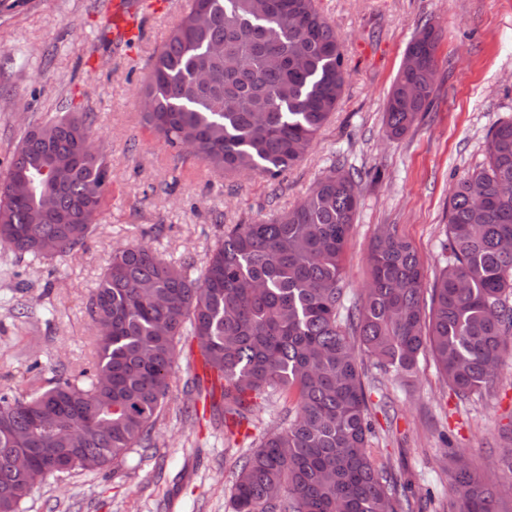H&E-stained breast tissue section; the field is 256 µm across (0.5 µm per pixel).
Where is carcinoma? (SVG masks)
<instances>
[{
    "label": "carcinoma",
    "instance_id": "carcinoma-1",
    "mask_svg": "<svg viewBox=\"0 0 512 512\" xmlns=\"http://www.w3.org/2000/svg\"><path fill=\"white\" fill-rule=\"evenodd\" d=\"M438 33L424 26L388 94L387 137L432 102ZM346 85L341 40L317 0H193L155 55L145 113L165 144L217 172L276 181L336 111ZM0 187V242L52 259L91 232L110 173L85 120L28 130ZM512 117L487 137L485 165L455 185L446 262L423 288L421 261L388 224L368 255L370 281L349 303L343 255L358 182L333 163L292 209L223 232L201 263L148 245L112 252L87 301L93 359L27 393L0 390V512H21L32 474L97 472L153 448L182 338L222 380L224 416L251 420V397L295 399L288 425L239 460L235 512H414L407 484L379 467L362 380L366 355L398 376L428 354L466 401L512 359ZM451 512H493L494 492L448 449Z\"/></svg>",
    "mask_w": 512,
    "mask_h": 512
}]
</instances>
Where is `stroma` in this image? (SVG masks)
Wrapping results in <instances>:
<instances>
[{"label":"stroma","instance_id":"1","mask_svg":"<svg viewBox=\"0 0 512 512\" xmlns=\"http://www.w3.org/2000/svg\"><path fill=\"white\" fill-rule=\"evenodd\" d=\"M109 0H7L0 6V179L24 133L66 113L86 119L110 165L106 202L85 244L50 261L19 260L0 245V388L31 390L83 364L93 329L85 306L114 249L147 244L167 259L204 258L224 227L293 207L337 159L360 173L359 206L343 258V284L359 297L381 225L416 249L425 286L444 265L448 196L486 159L491 128L512 116V0H319L341 37L347 83L340 105L302 160L278 182L227 175L185 159L146 126L140 106L155 53L183 0L151 14L139 43L101 41ZM439 35L433 105L400 138L383 133L388 94L413 37ZM377 464L396 470L422 512L453 499L448 448L494 474L498 512H512V472L499 463L512 441V360L486 390L460 401L431 358L397 377L364 360ZM181 354L153 448L119 466L73 471L37 484L26 512H234L237 462L285 425L282 401L254 405L247 437L221 417L185 414L196 397Z\"/></svg>","mask_w":512,"mask_h":512}]
</instances>
